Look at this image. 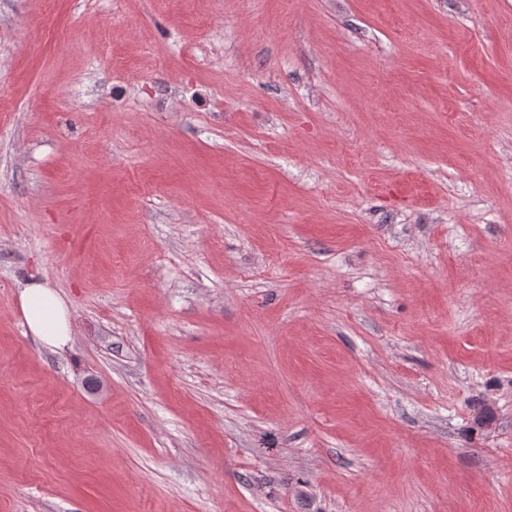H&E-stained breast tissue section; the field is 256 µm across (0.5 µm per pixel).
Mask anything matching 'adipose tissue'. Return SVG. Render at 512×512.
<instances>
[{"mask_svg": "<svg viewBox=\"0 0 512 512\" xmlns=\"http://www.w3.org/2000/svg\"><path fill=\"white\" fill-rule=\"evenodd\" d=\"M20 309L30 334L51 349L64 348L72 334L68 304L55 288L29 282L18 292Z\"/></svg>", "mask_w": 512, "mask_h": 512, "instance_id": "1", "label": "adipose tissue"}]
</instances>
